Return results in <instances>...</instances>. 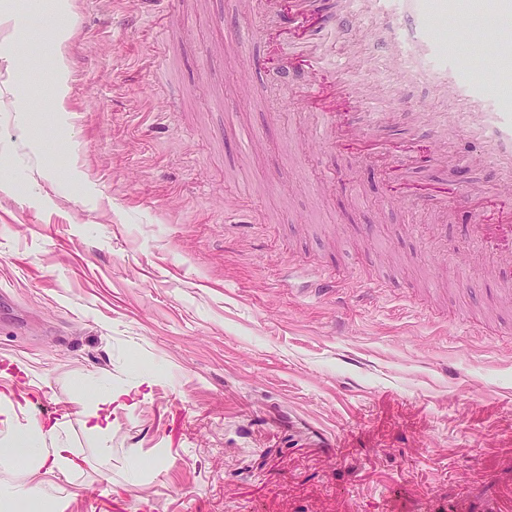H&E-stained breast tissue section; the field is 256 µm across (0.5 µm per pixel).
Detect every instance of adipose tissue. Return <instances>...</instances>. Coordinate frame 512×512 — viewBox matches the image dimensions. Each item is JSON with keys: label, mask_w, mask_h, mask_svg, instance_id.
Returning <instances> with one entry per match:
<instances>
[{"label": "adipose tissue", "mask_w": 512, "mask_h": 512, "mask_svg": "<svg viewBox=\"0 0 512 512\" xmlns=\"http://www.w3.org/2000/svg\"><path fill=\"white\" fill-rule=\"evenodd\" d=\"M69 445L60 426L33 425L29 435L0 441V472L9 483L0 485V512H12L16 502L36 504L41 512H55L54 495L68 473Z\"/></svg>", "instance_id": "1"}]
</instances>
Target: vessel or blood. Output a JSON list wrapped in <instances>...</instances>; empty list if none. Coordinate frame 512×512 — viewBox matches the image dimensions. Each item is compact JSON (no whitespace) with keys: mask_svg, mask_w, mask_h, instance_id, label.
I'll return each mask as SVG.
<instances>
[{"mask_svg":"<svg viewBox=\"0 0 512 512\" xmlns=\"http://www.w3.org/2000/svg\"><path fill=\"white\" fill-rule=\"evenodd\" d=\"M243 8L254 11V22L269 35L278 27L293 28L283 50L285 71L306 67L309 82L304 96L318 105L324 138L336 150L369 143L374 154H384L393 129L402 122L391 108L366 111L370 94L351 80L352 51L337 52L334 36L349 20H367L387 15L401 17L403 28L385 42L387 56L406 67L421 70L434 88L456 107L450 119L420 123L415 135L435 139L436 154H415L414 164L428 171L448 157V125L467 126L479 142L484 163L499 169L497 187L474 192L455 179L448 188L420 196L421 204L445 210H467L473 220L474 237L497 245H512V98L495 92L489 80L463 78L458 62L434 35L442 15L457 11V0H243ZM485 24L470 30L466 48L475 56H493L512 62V40L499 28L501 19L512 14V0H476Z\"/></svg>","mask_w":512,"mask_h":512,"instance_id":"obj_1","label":"vessel or blood"}]
</instances>
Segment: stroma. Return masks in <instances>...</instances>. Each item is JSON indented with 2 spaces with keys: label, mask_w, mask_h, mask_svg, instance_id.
Here are the masks:
<instances>
[{
  "label": "stroma",
  "mask_w": 512,
  "mask_h": 512,
  "mask_svg": "<svg viewBox=\"0 0 512 512\" xmlns=\"http://www.w3.org/2000/svg\"><path fill=\"white\" fill-rule=\"evenodd\" d=\"M172 47L147 0H67L24 28L0 110V378L15 421L67 429L64 512H473L512 499V258L470 216L390 179L433 143L395 133L383 169L317 140L302 71L259 72L240 0H184ZM460 0L442 36L470 75ZM383 20L336 47L372 59L373 107L451 112L382 54ZM66 36L53 74V33ZM335 174L337 188L320 183ZM341 270L333 293L292 262ZM112 392V434L84 411Z\"/></svg>",
  "instance_id": "1"
}]
</instances>
